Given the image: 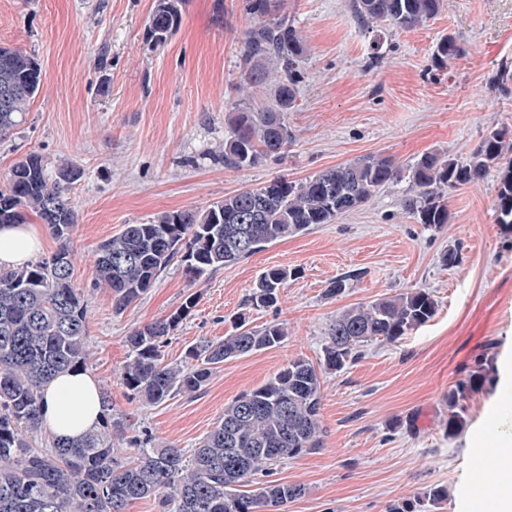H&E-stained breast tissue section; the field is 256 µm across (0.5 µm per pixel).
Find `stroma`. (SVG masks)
<instances>
[{"label": "stroma", "mask_w": 512, "mask_h": 512, "mask_svg": "<svg viewBox=\"0 0 512 512\" xmlns=\"http://www.w3.org/2000/svg\"><path fill=\"white\" fill-rule=\"evenodd\" d=\"M283 3L307 48L288 114L294 142L257 166L228 169V109L245 83L249 20L240 0H186L177 32L158 47L146 40L153 0H0V45L34 54L45 74L26 125L0 144V175L29 152L81 167L71 190L73 278L92 290L88 371L136 428L191 453L226 404L303 358L323 371L327 436L319 452L273 470L272 479L306 488L281 512H389L402 503L416 512H489L495 450L512 426V226L497 221L495 173L452 193L451 220L437 229L405 211L404 180L334 223L198 280L173 263L122 313L113 312L110 290L91 287L94 251L122 225L200 210L277 176L302 180L369 154L403 168L427 152L462 161L491 129L512 130V81L494 83L502 63H512V0H443L437 16L409 30L385 22L364 29L350 0ZM448 34L464 52L438 70L431 55ZM451 250L461 261L447 267L442 256ZM273 266L292 273L280 302L249 308L252 288ZM340 278L344 292L325 297ZM414 288L437 301L429 322L398 342L367 346L342 371L323 370L337 311ZM193 292L198 304L167 337L165 361L235 333L243 319L283 323L288 335L278 347L224 362L194 396L133 399L122 380L127 336ZM481 360L494 365L497 383L465 400L466 427L449 435L448 393ZM432 485L448 491L435 506L422 500Z\"/></svg>", "instance_id": "35a3bbf8"}]
</instances>
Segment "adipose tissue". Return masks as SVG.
I'll return each mask as SVG.
<instances>
[{
    "label": "adipose tissue",
    "mask_w": 512,
    "mask_h": 512,
    "mask_svg": "<svg viewBox=\"0 0 512 512\" xmlns=\"http://www.w3.org/2000/svg\"><path fill=\"white\" fill-rule=\"evenodd\" d=\"M42 247L36 225L0 226V266L20 267ZM100 383L88 372L59 375L44 387L41 418L55 437L74 438L93 431L100 424Z\"/></svg>",
    "instance_id": "ef3b65f1"
}]
</instances>
